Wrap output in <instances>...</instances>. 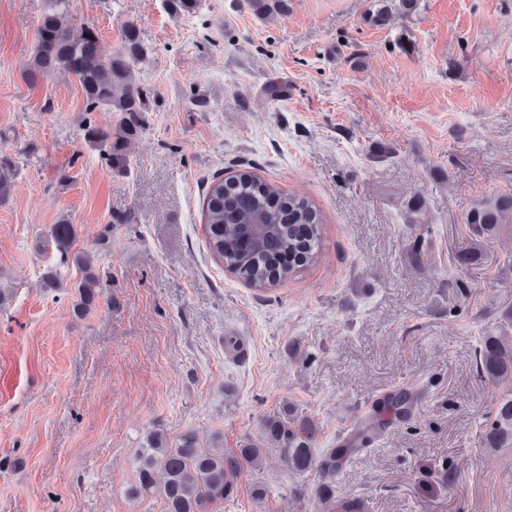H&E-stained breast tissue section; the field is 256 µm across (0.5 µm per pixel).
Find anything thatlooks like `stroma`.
<instances>
[{"label": "stroma", "mask_w": 512, "mask_h": 512, "mask_svg": "<svg viewBox=\"0 0 512 512\" xmlns=\"http://www.w3.org/2000/svg\"><path fill=\"white\" fill-rule=\"evenodd\" d=\"M373 5L288 0L262 20L247 0L178 18L163 0H70L103 53L128 21L150 48L143 129L118 174L85 140L75 78L27 79L45 0H0V153L19 163L0 204V512H163L127 494L147 432L231 450L288 409L329 448L405 387L413 416L386 422L330 498L270 448L213 512H345L357 498L371 512H512V450L482 443L500 390L474 366L512 306V224L485 261L456 259L468 210L512 193V0H419L382 25ZM240 171L323 220L317 262L263 291L203 231L210 183ZM416 194L421 221L404 223ZM64 216L100 275L80 317L77 267L65 291L41 279Z\"/></svg>", "instance_id": "1"}]
</instances>
